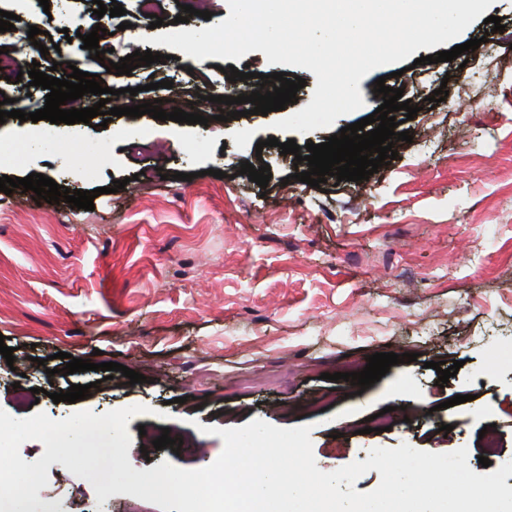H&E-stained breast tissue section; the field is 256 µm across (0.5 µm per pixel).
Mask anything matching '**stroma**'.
<instances>
[{
    "mask_svg": "<svg viewBox=\"0 0 512 512\" xmlns=\"http://www.w3.org/2000/svg\"><path fill=\"white\" fill-rule=\"evenodd\" d=\"M92 0H0V10L42 32L22 63L65 78L66 59L115 89L114 106L157 99L192 112L190 98L233 95L225 69L305 79L284 111L221 121L220 107L202 109L207 124L113 118L107 127L6 119L0 125V176L44 174L71 189L96 190L91 211L38 202L35 192H0V339L15 350L0 357V410L16 418L42 412L55 420L74 410L96 414L141 404L127 430L128 458L147 471L162 462L195 470L221 454L208 427H242L261 419L282 428L310 426L320 470L365 461L372 448L409 444L435 453L467 448L468 465L485 469L478 433L494 425V467L512 461V0L488 12L503 32L475 20L463 40H482L464 60L424 64L394 78L392 66L359 83L364 105L332 128L289 136L273 130L283 114L307 106L317 84L305 68L268 64L263 52L236 61L187 55L138 42L166 63L107 72L85 49L82 34L98 18ZM0 91L32 112L45 90L15 82L10 57L0 58ZM418 105L414 119L398 111L412 135L390 165L362 181L328 178L325 189L294 180L306 171L280 143H323L381 104L379 77ZM172 89H151V81ZM138 95H131V88ZM446 88L444 101L432 91ZM484 111H460L461 102ZM149 137L154 148L134 150ZM278 138L275 147L267 146ZM268 164L260 187L242 162ZM162 170L144 184L140 171ZM124 189L111 192L113 181ZM116 362L146 376L130 384L121 372L63 375L62 353ZM417 354L358 390L330 381L346 360L364 368L374 353ZM460 361L456 377L437 387L431 362ZM90 385L87 399L53 403L35 388ZM464 395L465 403L446 401ZM406 400L415 412L391 430L364 433L365 418ZM450 433H440L441 424ZM182 440L180 452L154 449L162 431ZM38 492L34 512H161L146 500L115 494L97 502L92 485L59 463Z\"/></svg>",
    "mask_w": 512,
    "mask_h": 512,
    "instance_id": "stroma-1",
    "label": "stroma"
}]
</instances>
